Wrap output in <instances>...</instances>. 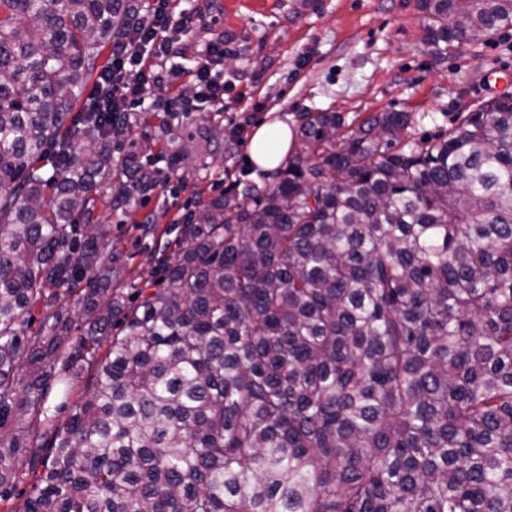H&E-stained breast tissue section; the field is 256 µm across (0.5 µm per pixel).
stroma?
Segmentation results:
<instances>
[{"instance_id": "1", "label": "stroma", "mask_w": 512, "mask_h": 512, "mask_svg": "<svg viewBox=\"0 0 512 512\" xmlns=\"http://www.w3.org/2000/svg\"><path fill=\"white\" fill-rule=\"evenodd\" d=\"M200 21L185 37L169 78L184 95L185 73L216 35H223L224 105L172 117L161 124L142 113L119 137L115 160L172 147L175 169H161L157 189L138 205L102 211L117 246L126 290L133 279L154 281L156 247L179 237L185 217L215 196H234L250 184L273 183L276 173L247 157L249 129L281 120L299 129L307 112L325 110L359 120L373 112L410 113L409 135L447 132L458 113L512 94V29L476 46L437 54L426 41L418 0H190ZM247 132L237 133L238 123ZM153 213L159 233L136 228Z\"/></svg>"}]
</instances>
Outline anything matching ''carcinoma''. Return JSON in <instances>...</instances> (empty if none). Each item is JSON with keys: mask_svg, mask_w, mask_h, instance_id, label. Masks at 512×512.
Segmentation results:
<instances>
[{"mask_svg": "<svg viewBox=\"0 0 512 512\" xmlns=\"http://www.w3.org/2000/svg\"><path fill=\"white\" fill-rule=\"evenodd\" d=\"M418 7L440 54L512 28V0ZM127 11L0 0V502L33 474L9 512H512V95L419 141L307 113L127 298L96 210L140 183L77 110Z\"/></svg>", "mask_w": 512, "mask_h": 512, "instance_id": "carcinoma-1", "label": "carcinoma"}]
</instances>
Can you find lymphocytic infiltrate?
Returning <instances> with one entry per match:
<instances>
[{
    "mask_svg": "<svg viewBox=\"0 0 512 512\" xmlns=\"http://www.w3.org/2000/svg\"><path fill=\"white\" fill-rule=\"evenodd\" d=\"M135 14L127 36L112 46V69L101 81L95 101L112 115L119 130L135 124L141 112H160L172 117L193 112L224 100V75L219 64L224 58V37L216 35L189 73L195 90L193 99L171 93L157 102H147L148 89L167 83L169 59L182 51V37L194 24L193 14L180 10L177 0H136Z\"/></svg>",
    "mask_w": 512,
    "mask_h": 512,
    "instance_id": "lymphocytic-infiltrate-1",
    "label": "lymphocytic infiltrate"
}]
</instances>
